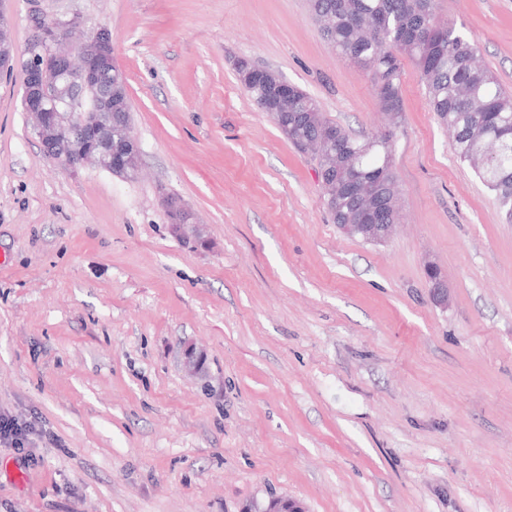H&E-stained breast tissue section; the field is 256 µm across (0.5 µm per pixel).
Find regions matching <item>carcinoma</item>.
I'll return each mask as SVG.
<instances>
[{"mask_svg":"<svg viewBox=\"0 0 512 512\" xmlns=\"http://www.w3.org/2000/svg\"><path fill=\"white\" fill-rule=\"evenodd\" d=\"M323 36L338 54L365 68L377 88L380 109L394 117L401 111L404 59L417 67L429 105L451 134L452 151L471 163L495 192L502 221L512 224V95L496 75L478 64V48L454 24L434 26L436 0H309ZM279 75L258 71L241 86L261 111ZM271 119L300 152L317 161L328 184L325 199L334 223L345 224L365 198L357 189L377 191L393 223H398L399 191L389 136L359 138L325 119L318 102L296 88L291 107ZM112 141L131 134L130 122L106 117Z\"/></svg>","mask_w":512,"mask_h":512,"instance_id":"obj_1","label":"carcinoma"}]
</instances>
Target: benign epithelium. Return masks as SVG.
<instances>
[{
	"instance_id": "7a95c632",
	"label": "benign epithelium",
	"mask_w": 512,
	"mask_h": 512,
	"mask_svg": "<svg viewBox=\"0 0 512 512\" xmlns=\"http://www.w3.org/2000/svg\"><path fill=\"white\" fill-rule=\"evenodd\" d=\"M83 25L74 16L62 23L41 30V40L49 51L41 56L39 64L25 71L23 107L35 118V132L46 157L72 175L89 162L116 176L125 177L128 169L141 153L140 143L132 138L116 146L104 135L102 114L117 112L124 105L120 91L123 79L112 55L109 33L99 29L88 39L71 43L73 29ZM11 27L5 13L0 11V73L14 67L17 55ZM166 214H174L177 221H169L172 233L187 241L194 222L193 213L178 198L162 197ZM359 224H340L345 235L357 234L370 243H382L393 231L394 225L385 223L386 214L373 210L360 216ZM431 290L435 302L448 304V286L437 268L428 267ZM242 512H305L304 507L291 499H274L259 509L246 506Z\"/></svg>"
}]
</instances>
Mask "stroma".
<instances>
[{
	"mask_svg": "<svg viewBox=\"0 0 512 512\" xmlns=\"http://www.w3.org/2000/svg\"><path fill=\"white\" fill-rule=\"evenodd\" d=\"M103 28L140 171L71 176L0 77V512H512V224L405 62L401 110L323 38L307 0H0ZM512 93V0H438ZM278 72L349 132L391 137L400 223L342 234L317 163L236 79ZM181 199L202 242L173 236ZM448 285L438 306L427 278ZM205 356L207 376L184 367ZM31 432L32 427L27 422H21L11 416H0V442L23 450Z\"/></svg>",
	"mask_w": 512,
	"mask_h": 512,
	"instance_id": "1",
	"label": "stroma"
}]
</instances>
